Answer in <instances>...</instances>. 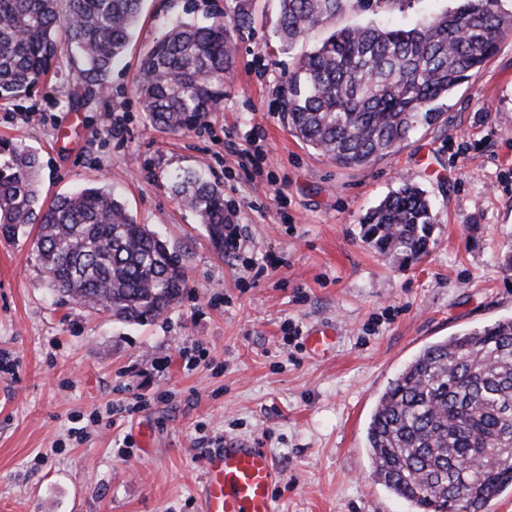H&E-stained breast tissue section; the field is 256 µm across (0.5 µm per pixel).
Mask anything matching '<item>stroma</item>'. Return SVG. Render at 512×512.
I'll return each instance as SVG.
<instances>
[{
  "label": "stroma",
  "instance_id": "obj_1",
  "mask_svg": "<svg viewBox=\"0 0 512 512\" xmlns=\"http://www.w3.org/2000/svg\"><path fill=\"white\" fill-rule=\"evenodd\" d=\"M254 3L251 27L231 33V78L206 126L174 135L150 124L138 64L171 22H205L233 0H144L77 132L66 131L74 85L60 76L0 105V140L38 151L45 197L112 181L187 272L165 315L126 323L53 295L31 235L0 237V353L11 362L0 372V512H202L206 456L228 437L272 458L274 512H412L373 475L380 394L426 346L512 316V30L445 100L446 125L346 169L284 124L279 92L299 55L281 48L276 0ZM454 5L390 0L338 23L408 26ZM198 168L234 214L233 256L171 190L176 172ZM404 175L439 215L428 254L408 264L360 237ZM326 325L336 343L312 353L307 337Z\"/></svg>",
  "mask_w": 512,
  "mask_h": 512
}]
</instances>
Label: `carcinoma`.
<instances>
[{
  "mask_svg": "<svg viewBox=\"0 0 512 512\" xmlns=\"http://www.w3.org/2000/svg\"><path fill=\"white\" fill-rule=\"evenodd\" d=\"M352 0H278L285 50L335 22ZM499 0H464L408 27L333 28L288 73L283 118L305 145L345 168L394 154L419 128L442 123V102L496 55L512 15ZM143 0H0V102L20 100L74 52L84 63L68 107L107 90ZM253 0L205 23L178 21L142 58L136 90L152 124L196 129L224 103L229 28L252 21ZM36 150L0 143V235L36 228L35 245L60 297L118 319L162 316L186 287L176 252L139 224L105 184L47 202ZM180 203L214 242L230 223L224 192L202 172L174 176ZM433 199L401 181L362 224V238L404 263L429 252ZM374 475L413 512H484L512 486V317L462 331L420 351L378 398L367 429Z\"/></svg>",
  "mask_w": 512,
  "mask_h": 512,
  "instance_id": "1",
  "label": "carcinoma"
}]
</instances>
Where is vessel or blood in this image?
<instances>
[{"label": "vessel or blood", "mask_w": 512, "mask_h": 512, "mask_svg": "<svg viewBox=\"0 0 512 512\" xmlns=\"http://www.w3.org/2000/svg\"><path fill=\"white\" fill-rule=\"evenodd\" d=\"M204 512H273L277 475L258 444L225 440L206 459Z\"/></svg>", "instance_id": "obj_1"}]
</instances>
